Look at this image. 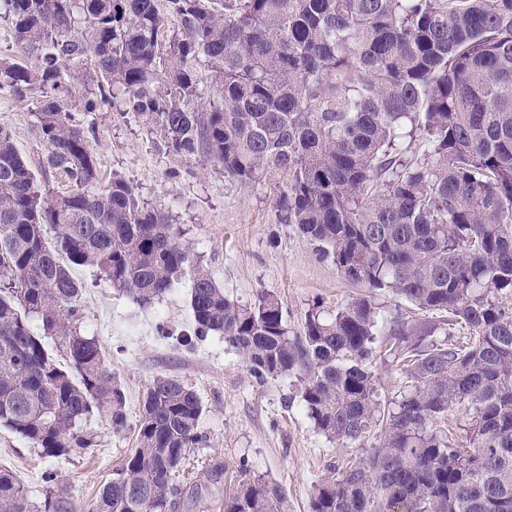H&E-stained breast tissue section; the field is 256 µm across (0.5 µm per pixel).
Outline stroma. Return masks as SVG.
I'll return each instance as SVG.
<instances>
[{"instance_id": "1", "label": "stroma", "mask_w": 512, "mask_h": 512, "mask_svg": "<svg viewBox=\"0 0 512 512\" xmlns=\"http://www.w3.org/2000/svg\"><path fill=\"white\" fill-rule=\"evenodd\" d=\"M95 122L99 140L94 149L103 179L121 176L144 201L165 208L197 260L240 303H254L263 293L276 295L290 333L296 334L313 303L333 309L359 294L331 261L316 256L296 227L279 223L270 183L244 186L214 163L174 159L142 122L120 116L111 105L102 106ZM33 123L29 102L0 91V126L12 131L19 152L35 166L45 150ZM72 274L87 286L83 328L97 338L109 370L122 384L130 422L139 420L145 390L159 376L181 380L203 403L201 430L207 442L191 453L175 480L177 488L186 489L211 459L223 461L232 473L245 459L252 471L282 488L289 512H309L315 486L346 452L314 430L300 408L297 379L257 382L242 357L216 336L184 343L193 330L190 278L144 307L98 284L91 268L76 267ZM88 427L97 446L59 460L42 457L26 439L1 427L0 469L12 471L36 505L47 491L44 471H55L76 512H95L100 489L132 452L136 436L130 430L112 432L97 419Z\"/></svg>"}]
</instances>
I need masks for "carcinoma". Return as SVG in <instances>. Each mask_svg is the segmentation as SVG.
Masks as SVG:
<instances>
[{
  "instance_id": "cac0c4a2",
  "label": "carcinoma",
  "mask_w": 512,
  "mask_h": 512,
  "mask_svg": "<svg viewBox=\"0 0 512 512\" xmlns=\"http://www.w3.org/2000/svg\"><path fill=\"white\" fill-rule=\"evenodd\" d=\"M0 14L14 48L0 91L33 103L45 148L35 171L0 127V426L48 458L96 446L92 418L129 428L70 267L143 305L188 270L195 339L218 335L260 383L296 375L316 430L367 449L329 467L310 512H512V0H0ZM108 102L171 156L278 181L279 223L367 293L313 304L296 336L277 296L235 301L164 208L102 183L96 123L76 114ZM380 293L439 319L391 313ZM377 359L404 374L393 396ZM203 413L190 387L154 379L96 512H287L245 460L233 493L206 504L225 473L211 461L181 501L173 481L207 441ZM0 512H33L2 469ZM41 512L73 506L56 486Z\"/></svg>"
}]
</instances>
